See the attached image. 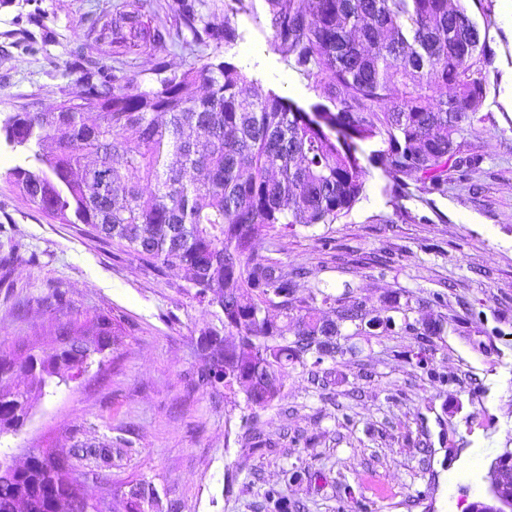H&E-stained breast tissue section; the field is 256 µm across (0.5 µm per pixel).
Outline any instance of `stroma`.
<instances>
[{
  "label": "stroma",
  "instance_id": "35a3bbf8",
  "mask_svg": "<svg viewBox=\"0 0 512 512\" xmlns=\"http://www.w3.org/2000/svg\"><path fill=\"white\" fill-rule=\"evenodd\" d=\"M124 0H8L0 6V119L48 111L80 86L71 50L99 14ZM493 61L467 139L483 156L446 194L410 189L369 165L365 194L333 224L258 236L259 254L307 268L298 291H344L384 307L372 336H342L325 384L290 371L278 405L251 413L243 398L199 385V341L217 326L184 271L154 268L61 224L10 183L24 153L0 141V355L50 350L58 324L120 323L114 346L78 382L35 395L27 425L0 435V462L34 448L129 451L70 466L88 498L153 486L175 512H471L495 504L490 472L512 451V10L465 0ZM203 15L236 31L174 51L180 69L226 60L261 92L311 110L312 83L277 49L265 0H204ZM446 330L420 337L426 322ZM433 351L418 362L419 347ZM275 498H268V490Z\"/></svg>",
  "mask_w": 512,
  "mask_h": 512
}]
</instances>
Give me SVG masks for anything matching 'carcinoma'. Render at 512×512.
<instances>
[{"instance_id": "carcinoma-1", "label": "carcinoma", "mask_w": 512, "mask_h": 512, "mask_svg": "<svg viewBox=\"0 0 512 512\" xmlns=\"http://www.w3.org/2000/svg\"><path fill=\"white\" fill-rule=\"evenodd\" d=\"M146 2L125 0L93 23L99 34L74 50L79 95L3 120L5 140L32 160L5 176L59 223L83 224L148 264L185 269L198 301L221 310L222 330L200 341L207 367L199 380L264 410L283 399L289 370L309 365L318 380L342 329L359 334L380 317L369 299L347 292L297 297L309 271L256 253V238L334 224L363 196L367 167L356 145L326 125L380 143L368 162L391 175L396 193L412 182L443 194L449 176L467 178L480 163L464 147L485 101L474 69L491 64L486 37L451 0H266L278 50L313 80V109L324 114L316 125L288 99L258 94L255 81L224 60L178 71L155 57V84L130 86L107 65L102 41L110 29L118 55L164 48L166 34L143 20ZM199 6L168 4L176 33L188 31L195 44L235 40L229 24L205 21ZM324 308L333 317L322 316ZM94 336L92 356L110 346L113 322L97 317ZM71 362L54 351L35 371L26 356H0V377L31 376L0 389V434L20 429L32 391ZM67 479L71 473L40 450L22 470L0 468V512H17L20 502L27 512H56ZM150 491L139 483L126 499L113 495L112 512H137Z\"/></svg>"}]
</instances>
